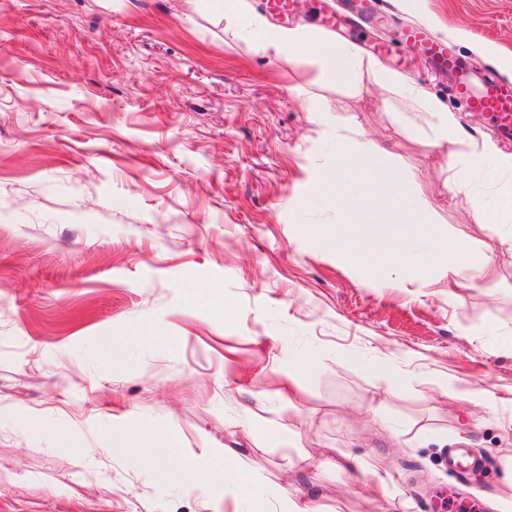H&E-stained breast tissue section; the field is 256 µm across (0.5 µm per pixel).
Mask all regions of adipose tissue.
<instances>
[{"instance_id":"obj_1","label":"adipose tissue","mask_w":512,"mask_h":512,"mask_svg":"<svg viewBox=\"0 0 512 512\" xmlns=\"http://www.w3.org/2000/svg\"><path fill=\"white\" fill-rule=\"evenodd\" d=\"M245 40L260 52L271 51L288 59L297 54L309 57L320 64L328 82L354 95L361 93L366 79H373L430 114L427 138L433 146L447 147L453 165L461 166L469 175L489 180L499 172H512V154L499 153L489 144L475 145L448 106L423 85L404 74L382 68L350 43L311 28H284L266 23L248 30ZM449 188L465 195L481 223L512 228V186L500 189L490 205L472 184L453 182ZM145 460L188 490L205 475L210 477L216 491L226 496L259 489L262 482L257 467L245 464L241 455L223 448L205 450L185 460L175 450L160 448L146 454Z\"/></svg>"}]
</instances>
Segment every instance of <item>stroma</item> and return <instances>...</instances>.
<instances>
[{"label":"stroma","mask_w":512,"mask_h":512,"mask_svg":"<svg viewBox=\"0 0 512 512\" xmlns=\"http://www.w3.org/2000/svg\"><path fill=\"white\" fill-rule=\"evenodd\" d=\"M338 39L423 84L474 144L491 120L404 48L430 29L512 82V0H385ZM193 0H0V512H255L127 455L120 435L190 458L230 448L263 492L327 512H512V248L448 190L428 113L319 65L257 52ZM360 131L445 229L492 245L496 272L369 275L309 231ZM224 312L216 314V295ZM397 376L385 384L382 370ZM91 456H82V449ZM347 450L387 473L350 476ZM466 448L484 467L456 474Z\"/></svg>","instance_id":"obj_1"}]
</instances>
